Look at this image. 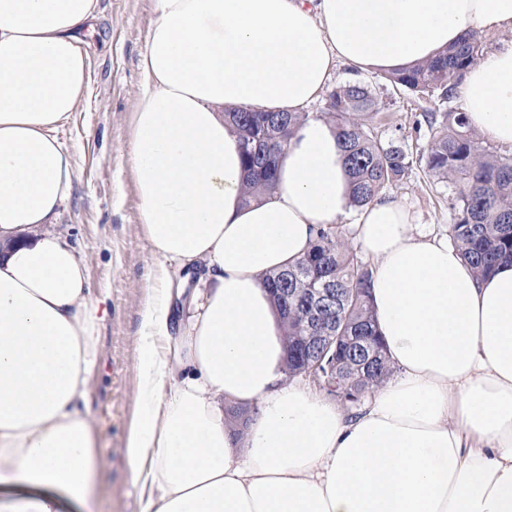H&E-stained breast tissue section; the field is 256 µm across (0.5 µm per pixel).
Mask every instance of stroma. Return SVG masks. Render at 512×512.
<instances>
[{"mask_svg": "<svg viewBox=\"0 0 512 512\" xmlns=\"http://www.w3.org/2000/svg\"><path fill=\"white\" fill-rule=\"evenodd\" d=\"M99 5L88 38L89 91L57 132L77 177L55 229L81 252L93 295L108 308L98 327V368L88 401L98 458L91 509L140 512V487L126 437L136 399L140 323L160 260L140 230L129 143L141 87L140 54L156 12L154 0H99ZM362 80L376 91L380 134L403 145L413 159L406 177L384 190V197L409 206L415 223L447 234L454 190L431 177L421 159L429 141L421 122L435 103L393 85L383 74H366Z\"/></svg>", "mask_w": 512, "mask_h": 512, "instance_id": "35a3bbf8", "label": "stroma"}]
</instances>
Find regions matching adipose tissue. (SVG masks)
<instances>
[{
	"label": "adipose tissue",
	"mask_w": 512,
	"mask_h": 512,
	"mask_svg": "<svg viewBox=\"0 0 512 512\" xmlns=\"http://www.w3.org/2000/svg\"><path fill=\"white\" fill-rule=\"evenodd\" d=\"M99 0H0V512H74L97 482L85 406L100 302L52 232L76 171L56 132L90 85ZM131 115L155 255L206 261L193 302L146 304L126 438L141 512H512V263L483 278L396 200L357 211L376 329L396 372L359 409L285 381L264 274L353 211L333 126L289 140L275 192L242 201L228 109L300 112L338 64L399 73L471 34L512 31V0H155ZM455 96L512 147V42ZM254 408L244 430L225 406Z\"/></svg>",
	"instance_id": "adipose-tissue-1"
}]
</instances>
